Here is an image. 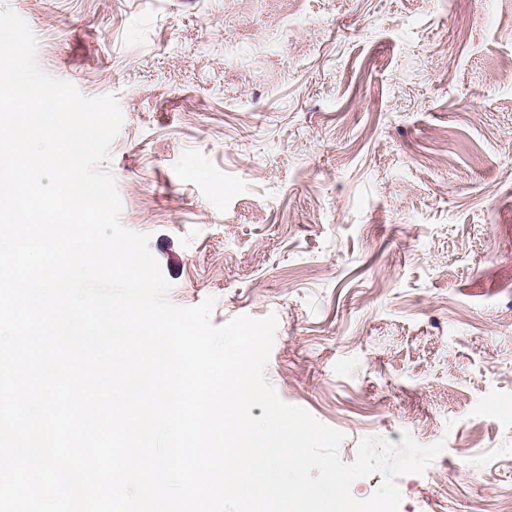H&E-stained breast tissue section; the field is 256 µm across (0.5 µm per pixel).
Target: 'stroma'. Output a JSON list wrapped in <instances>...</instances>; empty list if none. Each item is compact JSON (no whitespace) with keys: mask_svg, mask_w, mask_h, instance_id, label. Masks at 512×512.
Listing matches in <instances>:
<instances>
[{"mask_svg":"<svg viewBox=\"0 0 512 512\" xmlns=\"http://www.w3.org/2000/svg\"><path fill=\"white\" fill-rule=\"evenodd\" d=\"M4 8L39 70L116 99L120 222L173 303L276 314L266 378L344 462L444 441L399 512H512V0Z\"/></svg>","mask_w":512,"mask_h":512,"instance_id":"1","label":"stroma"}]
</instances>
